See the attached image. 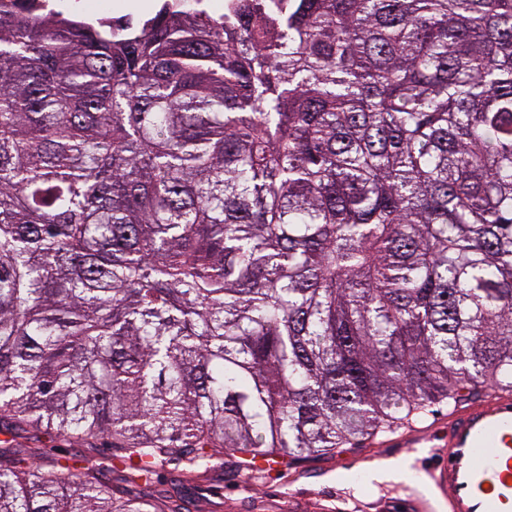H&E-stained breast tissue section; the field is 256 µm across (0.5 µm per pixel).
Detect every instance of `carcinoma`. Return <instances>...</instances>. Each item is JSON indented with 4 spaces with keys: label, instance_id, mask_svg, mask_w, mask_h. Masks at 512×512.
<instances>
[{
    "label": "carcinoma",
    "instance_id": "carcinoma-1",
    "mask_svg": "<svg viewBox=\"0 0 512 512\" xmlns=\"http://www.w3.org/2000/svg\"><path fill=\"white\" fill-rule=\"evenodd\" d=\"M489 389L512 0L0 10V512H191Z\"/></svg>",
    "mask_w": 512,
    "mask_h": 512
}]
</instances>
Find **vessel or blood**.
Returning <instances> with one entry per match:
<instances>
[{
	"instance_id": "vessel-or-blood-1",
	"label": "vessel or blood",
	"mask_w": 512,
	"mask_h": 512,
	"mask_svg": "<svg viewBox=\"0 0 512 512\" xmlns=\"http://www.w3.org/2000/svg\"><path fill=\"white\" fill-rule=\"evenodd\" d=\"M392 448L425 449L426 474L396 471L389 512H512V393L450 407L443 421L392 433Z\"/></svg>"
}]
</instances>
